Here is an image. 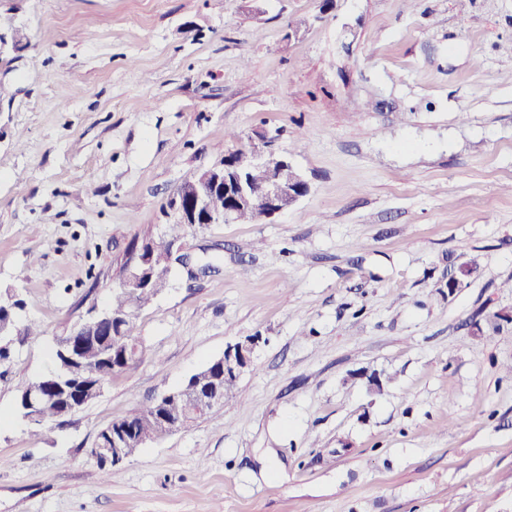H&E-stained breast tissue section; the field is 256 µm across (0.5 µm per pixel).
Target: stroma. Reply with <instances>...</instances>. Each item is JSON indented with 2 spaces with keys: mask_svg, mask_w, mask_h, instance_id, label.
Wrapping results in <instances>:
<instances>
[{
  "mask_svg": "<svg viewBox=\"0 0 512 512\" xmlns=\"http://www.w3.org/2000/svg\"><path fill=\"white\" fill-rule=\"evenodd\" d=\"M0 21L28 37L0 66V512H512V322L470 333L512 314V0H0ZM251 141L308 194L184 225L215 272L175 266L142 360L63 424L21 422L55 337ZM249 336L223 403L99 469L111 420Z\"/></svg>",
  "mask_w": 512,
  "mask_h": 512,
  "instance_id": "obj_1",
  "label": "stroma"
}]
</instances>
